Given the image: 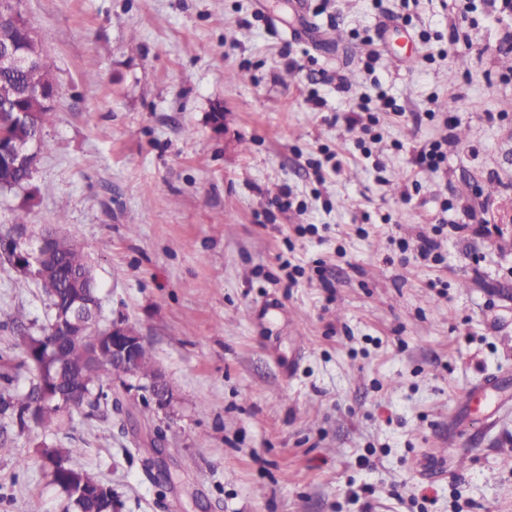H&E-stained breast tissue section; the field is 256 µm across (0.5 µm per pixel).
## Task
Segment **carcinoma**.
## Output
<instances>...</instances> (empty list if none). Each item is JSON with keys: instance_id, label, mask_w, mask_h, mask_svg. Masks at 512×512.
<instances>
[{"instance_id": "obj_1", "label": "carcinoma", "mask_w": 512, "mask_h": 512, "mask_svg": "<svg viewBox=\"0 0 512 512\" xmlns=\"http://www.w3.org/2000/svg\"><path fill=\"white\" fill-rule=\"evenodd\" d=\"M40 84L45 87L56 85L54 66L47 55H42L38 67L30 72H0V129L7 132L10 140L25 146L35 135V129L15 119V112L23 110L36 113L38 128L45 129L52 124L56 111L47 109L42 102L27 93L28 87ZM29 174L25 171L10 176L0 173V190L22 188ZM90 265L81 249L71 240L61 237L43 260L41 269L33 281L42 289L48 300L50 315L65 308L70 297L69 276L85 277L88 291H97L94 278L87 277ZM43 336L53 344L50 352L34 353L31 343L33 336H21V364L32 370L29 388L22 392L0 393V419H8L23 431L32 421L40 425L58 424L63 409L52 401L44 400L48 392L64 393L80 389L86 393L87 402L83 407L86 418L106 416L112 409H122V402L112 391V384L118 375V366L112 364V356L96 353L94 343L97 336L67 338L52 334V326L43 327ZM137 371L144 379L155 376L156 367L151 350L142 344L139 351ZM83 448L76 445V439L57 440L43 444L40 451L42 472L51 478V483L65 493L79 485L93 488L103 483L102 478L77 463ZM73 506L76 512H102L106 503L93 496H84Z\"/></svg>"}]
</instances>
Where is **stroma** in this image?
<instances>
[{
  "instance_id": "35a3bbf8",
  "label": "stroma",
  "mask_w": 512,
  "mask_h": 512,
  "mask_svg": "<svg viewBox=\"0 0 512 512\" xmlns=\"http://www.w3.org/2000/svg\"><path fill=\"white\" fill-rule=\"evenodd\" d=\"M501 5L23 0L57 67V117L28 184L0 192V239L24 207L28 237L52 226L77 243L99 327L134 325L173 401L148 408L129 389L120 415L8 427L0 512H63L35 464L58 433L85 439L78 462L119 512H512ZM241 69L246 80H227ZM382 92L402 113L381 115L367 159L345 117ZM448 127L472 135L438 170L416 166ZM470 209L489 234L467 226ZM422 237L438 239L441 261L416 258ZM285 259L305 271L296 284ZM46 323L1 247L0 391L28 388L16 345ZM489 378L494 401L461 407ZM158 429L164 487L145 471Z\"/></svg>"
}]
</instances>
